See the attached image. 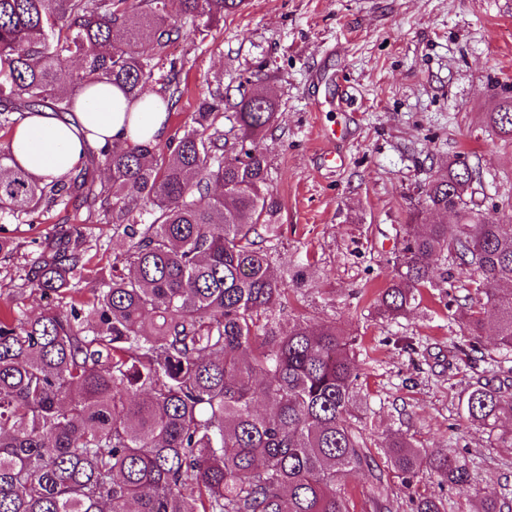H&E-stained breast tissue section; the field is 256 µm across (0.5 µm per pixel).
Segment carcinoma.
<instances>
[{
	"label": "carcinoma",
	"instance_id": "carcinoma-1",
	"mask_svg": "<svg viewBox=\"0 0 512 512\" xmlns=\"http://www.w3.org/2000/svg\"><path fill=\"white\" fill-rule=\"evenodd\" d=\"M180 15L209 29L247 0H179ZM186 35L168 0H0V127L41 108L64 114L84 88L112 83L139 96L154 56ZM80 60L76 71L69 61ZM201 102L192 125L161 150L120 140L98 155L102 186L84 169L36 178L0 150V215L72 205L61 247L41 252L32 285L67 298L92 272L82 209L112 214L128 250L100 287L69 310L0 317V512H350L336 485L367 470L368 501L391 512L385 475L373 472L356 414L360 369L354 341L334 323L300 317L284 331L288 287L273 267L282 225L260 145L276 102L247 80ZM230 123L220 129L221 120ZM489 123L512 137V96ZM482 172L460 156L438 170L421 207L456 223L418 224L410 214L395 275L377 301L405 313L423 288L454 287L469 271L491 308L501 355L512 354V225L495 224L464 199ZM468 339L461 361L481 351L482 312L458 305ZM264 402L269 410L257 409ZM491 432L512 418V385L477 381L461 401ZM397 477L466 489L469 467L403 437L385 450ZM412 512H443L426 491ZM476 512H512L493 489Z\"/></svg>",
	"mask_w": 512,
	"mask_h": 512
}]
</instances>
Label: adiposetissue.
<instances>
[{
  "label": "adipose tissue",
  "instance_id": "ef3b65f1",
  "mask_svg": "<svg viewBox=\"0 0 512 512\" xmlns=\"http://www.w3.org/2000/svg\"><path fill=\"white\" fill-rule=\"evenodd\" d=\"M167 128L168 114L158 95L130 101L118 87L96 84L77 95L71 114H30L15 128L10 148L33 175L62 178L75 173L90 147L111 139L131 145L157 141Z\"/></svg>",
  "mask_w": 512,
  "mask_h": 512
}]
</instances>
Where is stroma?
Masks as SVG:
<instances>
[{"label":"stroma","mask_w":512,"mask_h":512,"mask_svg":"<svg viewBox=\"0 0 512 512\" xmlns=\"http://www.w3.org/2000/svg\"><path fill=\"white\" fill-rule=\"evenodd\" d=\"M180 93L168 121L181 134L200 101L240 81H261L278 119L262 146L269 191L283 226L280 263L306 269L282 323L295 313L333 322L361 346L359 413L384 464L391 435L466 461L472 486L512 499V447L470 426L461 399L499 352L482 338L483 361L454 363L466 340L450 298L431 288L404 317L379 315L376 301L392 275L409 209L433 170L462 155L479 165L472 199L487 221L512 225V139L488 115L512 92V0H249L209 32L194 31L156 58L148 91L165 92L170 60ZM91 266L110 268L128 242L90 218ZM70 227L62 207L0 222V314L31 316L57 307L30 284L48 243Z\"/></svg>","instance_id":"stroma-1"}]
</instances>
